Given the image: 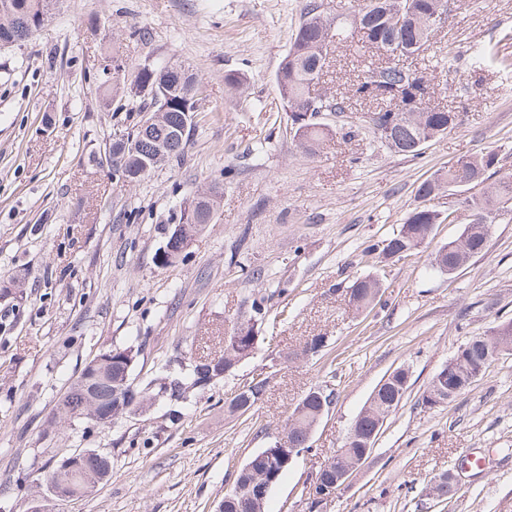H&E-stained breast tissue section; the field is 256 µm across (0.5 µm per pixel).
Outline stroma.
Returning <instances> with one entry per match:
<instances>
[{
	"label": "stroma",
	"mask_w": 512,
	"mask_h": 512,
	"mask_svg": "<svg viewBox=\"0 0 512 512\" xmlns=\"http://www.w3.org/2000/svg\"><path fill=\"white\" fill-rule=\"evenodd\" d=\"M308 0H59L49 22L0 49V512H219L247 458L281 434L311 388L334 400L308 451L272 489L268 512H305L310 477L341 447L381 380L409 369V388L375 447L324 512H512V353L448 404L422 395L458 347L512 319V210L490 227L484 252L453 275L430 254L464 229L442 221L411 258L379 260L364 242L396 232L419 206V185L441 167L487 152L512 173V72L473 70L471 53L496 46L512 60V0H451L433 48L410 58L425 71L430 102L456 126L418 155L389 151L372 132L337 130L302 148L275 73ZM452 54L449 67L438 56ZM124 74L181 62L203 84L180 159L135 182L102 168L117 126L136 123L101 88V63ZM373 56L361 42L333 54L332 90L347 88ZM238 73L243 86L224 81ZM219 186L214 219L181 261L158 255L192 196ZM382 282L381 303L357 313L339 283ZM268 296L261 341L232 376L188 394L172 420L168 400L108 426L54 421L58 399L86 362L114 347L140 354L142 384L189 349L216 351L253 298ZM326 337L305 358L308 337ZM264 400L241 417L224 405L256 374ZM59 448H105L112 475L90 494L52 499L45 477ZM457 479L448 502L431 485Z\"/></svg>",
	"instance_id": "35a3bbf8"
}]
</instances>
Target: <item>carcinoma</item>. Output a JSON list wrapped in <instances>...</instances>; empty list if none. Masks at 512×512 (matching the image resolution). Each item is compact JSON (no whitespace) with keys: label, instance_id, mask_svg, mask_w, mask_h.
<instances>
[{"label":"carcinoma","instance_id":"carcinoma-1","mask_svg":"<svg viewBox=\"0 0 512 512\" xmlns=\"http://www.w3.org/2000/svg\"><path fill=\"white\" fill-rule=\"evenodd\" d=\"M400 1L411 3L414 13L408 24L397 29L390 20ZM49 3L50 0H0V47L14 46L40 30L50 18ZM447 5L448 0H367L363 5L351 7V13L363 12L369 16V26L365 32L367 46L378 52L387 51L389 44L395 42L413 56L431 47L433 35L426 24L427 18L436 9ZM317 9L318 6L312 2L306 5L284 56L288 63L279 64L275 74L285 111L289 112L295 128V136L307 150H315L328 135L327 128L318 122L319 113L334 110L341 114L348 110L347 102L352 98L369 105L371 112L394 114L393 128L387 136L371 125L373 119L366 118L364 122L370 125L375 138L395 153L416 155L420 142L450 129L449 123L456 120L455 113L450 110L426 105L417 115H408V97L414 90L425 92L428 85L425 84L423 73L397 63L368 66L351 81L346 93L312 95L316 85L329 73L333 49L346 46L353 39L347 25L323 19ZM166 69L170 91L166 109L139 141L136 150L111 149L112 171L130 175L145 172L144 161L159 144L166 146V162L184 152L189 137L180 138L176 133L189 121L187 113L197 102L201 85L195 74L182 64L173 63ZM158 74L159 70L146 64L138 68L130 82L129 97L138 96L135 88L139 85L154 84ZM497 163V155L493 152L462 159L438 170L419 186L418 195L425 201L436 196L445 186L455 191L463 190L464 196L456 203L470 213V221L462 233L431 254L430 264L434 270L451 275L485 249L486 227L495 222L506 204L512 203L511 173L490 185L486 184L488 172ZM210 205H214L213 199L198 196L184 209V213L193 215L201 222L207 216ZM438 223L440 213L437 210L426 205L415 208L405 218L398 233L383 244L382 254L399 259L413 255L433 240L434 228ZM379 291V280L374 277L358 278L346 287L348 302L358 313L374 308ZM267 301L268 298L263 295L252 300L250 318L253 323L248 326L244 336L237 339L230 333L224 336L222 350L196 353L190 356L188 367H182L177 372L168 370L165 375L142 386L132 385L131 378L139 349L131 346L112 348L115 355L112 356L109 381L102 383V389L112 394V413L119 415L126 412L130 404L127 393L131 386L138 402L148 405L160 396L174 401L184 399L189 391L209 385L219 369L232 375L238 364L252 357L257 349L253 340L267 313ZM506 350H512V320L498 324L488 333L475 336L459 347L438 372L442 379L429 383L422 397V405L432 409L448 403L484 375L490 365L486 354L494 352L499 355ZM408 378L409 369L403 366L395 369L373 391L367 407L357 416L353 427L365 432L377 421L387 420L401 404L408 389ZM267 386L268 383L259 381L235 395L229 404V412L243 415L252 410L263 399ZM330 397V392L310 390L300 399L287 419L286 442L281 446L272 444L248 458L231 492L224 495V512H265L267 497L263 496V492H271L291 465L288 461L290 448L305 441L310 426L316 421L322 405L329 404ZM62 416L69 419L92 418L90 399L75 384L71 386ZM360 454L359 444L348 435L341 448L328 459V465L333 468L348 467L358 460ZM88 472L97 474V483L100 484L112 472V464L91 459L76 474L64 471L58 465L51 470L50 476L76 496L95 490L81 478V474Z\"/></svg>","mask_w":512,"mask_h":512}]
</instances>
